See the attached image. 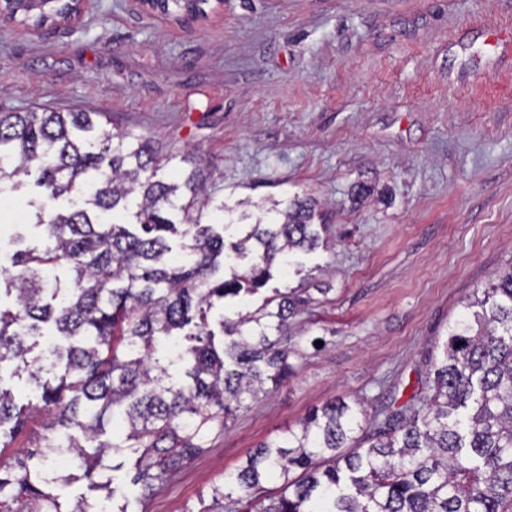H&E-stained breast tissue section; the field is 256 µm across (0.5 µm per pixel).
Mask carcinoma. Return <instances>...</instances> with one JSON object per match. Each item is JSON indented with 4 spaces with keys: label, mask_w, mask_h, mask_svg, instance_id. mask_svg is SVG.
Returning a JSON list of instances; mask_svg holds the SVG:
<instances>
[{
    "label": "carcinoma",
    "mask_w": 512,
    "mask_h": 512,
    "mask_svg": "<svg viewBox=\"0 0 512 512\" xmlns=\"http://www.w3.org/2000/svg\"><path fill=\"white\" fill-rule=\"evenodd\" d=\"M102 112L47 107L0 113V200L29 177L40 244L0 265V372L26 375L34 405H18L0 377V512H99L46 492L67 483L48 463L71 452L112 512H143L156 483L204 450L245 399L280 387L293 370L291 320L312 302L278 288L253 311L222 317L215 301L254 294L300 253L328 245L317 199L271 202L235 216L215 202L202 159L182 157L181 180L158 172L176 159L151 138L114 132ZM63 266V283L53 271ZM49 416L35 448L5 458L33 412ZM121 412L125 433L104 438ZM363 431L355 436L356 430ZM133 459L138 495L118 492L106 458ZM283 481L263 505V482ZM512 512V263L466 300L404 401L367 415L341 399L262 444L212 488L235 512Z\"/></svg>",
    "instance_id": "1"
}]
</instances>
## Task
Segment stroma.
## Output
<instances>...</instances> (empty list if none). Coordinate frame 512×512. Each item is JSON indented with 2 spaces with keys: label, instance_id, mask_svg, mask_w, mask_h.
<instances>
[{
  "label": "stroma",
  "instance_id": "stroma-1",
  "mask_svg": "<svg viewBox=\"0 0 512 512\" xmlns=\"http://www.w3.org/2000/svg\"><path fill=\"white\" fill-rule=\"evenodd\" d=\"M0 82L2 112H105L161 152L206 157L227 207L326 202L334 249L270 282L316 291L293 373L246 399L145 512H200L316 408L408 391L462 299L512 260V0H223L193 20L89 0L75 25L0 23ZM28 198L0 201L2 259Z\"/></svg>",
  "mask_w": 512,
  "mask_h": 512
}]
</instances>
